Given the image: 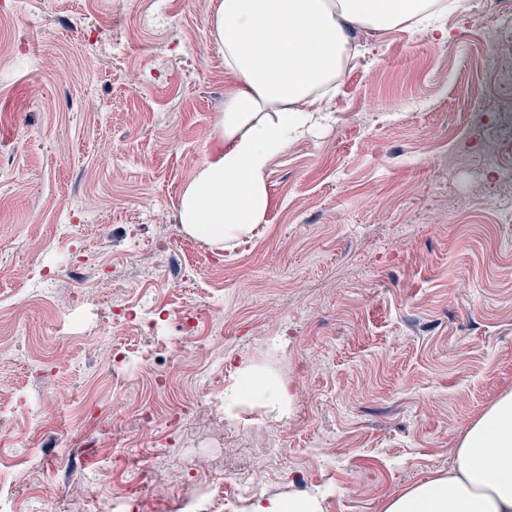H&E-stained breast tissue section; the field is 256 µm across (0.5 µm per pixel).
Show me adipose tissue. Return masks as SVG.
<instances>
[{"label":"adipose tissue","instance_id":"obj_1","mask_svg":"<svg viewBox=\"0 0 512 512\" xmlns=\"http://www.w3.org/2000/svg\"><path fill=\"white\" fill-rule=\"evenodd\" d=\"M460 0H216L211 35L224 53L223 151L208 158L179 200L182 224L207 242L232 241L263 223L272 159L317 127L359 33L417 28L448 39ZM290 405L282 383L242 369L227 401ZM385 512H512V390L461 435L447 474L388 501Z\"/></svg>","mask_w":512,"mask_h":512}]
</instances>
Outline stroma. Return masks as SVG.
Masks as SVG:
<instances>
[{
	"instance_id": "1",
	"label": "stroma",
	"mask_w": 512,
	"mask_h": 512,
	"mask_svg": "<svg viewBox=\"0 0 512 512\" xmlns=\"http://www.w3.org/2000/svg\"><path fill=\"white\" fill-rule=\"evenodd\" d=\"M214 0H0V415L22 461L0 463L21 512H121L164 482L135 416L112 420L128 390L160 417L197 405L213 475L263 465L258 497L295 493L292 474L328 491L322 512H384L395 494L447 473L473 418L512 388V191L476 180L442 150L488 127L475 94L500 100L489 38L512 0H463L446 19V55L421 30L363 33L364 53L324 121L276 157L264 224L230 244L188 234L179 199L223 149L224 55ZM79 212L67 238L62 208ZM167 238L182 284L144 281ZM55 269L36 308L38 272ZM125 300L133 320L114 321ZM224 309L212 335L178 325ZM287 327L288 343L265 338ZM171 391L153 393V353ZM297 383L290 411L226 410L239 369ZM41 411L44 424L31 415ZM243 448L223 454L209 429ZM336 454L318 461L315 449Z\"/></svg>"
}]
</instances>
